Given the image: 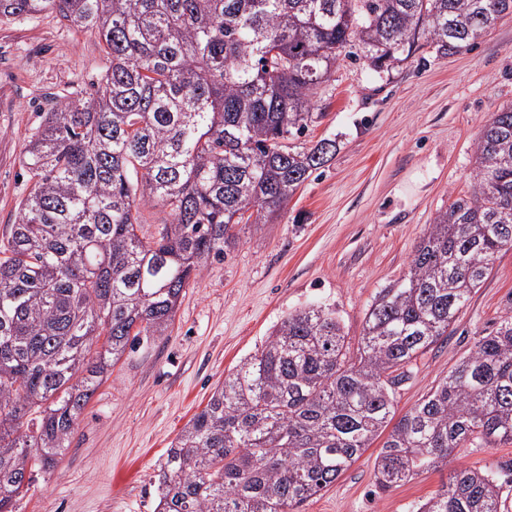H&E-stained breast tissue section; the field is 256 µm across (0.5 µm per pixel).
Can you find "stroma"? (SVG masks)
Here are the masks:
<instances>
[{
    "label": "stroma",
    "mask_w": 512,
    "mask_h": 512,
    "mask_svg": "<svg viewBox=\"0 0 512 512\" xmlns=\"http://www.w3.org/2000/svg\"><path fill=\"white\" fill-rule=\"evenodd\" d=\"M98 37L44 13L0 20V232L31 189L21 157L42 114L100 83ZM512 106V16L445 56L419 52L379 74L346 47L312 99L296 150L336 153L277 220L240 224L226 258L192 279L164 335L126 350L79 416L55 468L37 471L16 512H154L158 464L185 424L276 325L312 304L335 309L357 341L375 294L407 272L438 212L467 193L474 145L492 112ZM512 309V249L497 254L448 340L418 357L396 393L404 413ZM372 444L305 512H413L449 468L512 462V444L460 448L448 466L379 490Z\"/></svg>",
    "instance_id": "stroma-1"
}]
</instances>
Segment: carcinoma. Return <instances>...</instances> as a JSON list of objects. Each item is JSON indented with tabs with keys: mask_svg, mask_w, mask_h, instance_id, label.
<instances>
[{
	"mask_svg": "<svg viewBox=\"0 0 512 512\" xmlns=\"http://www.w3.org/2000/svg\"><path fill=\"white\" fill-rule=\"evenodd\" d=\"M43 12L97 33L109 65L44 113L21 159L33 186L0 241V512L54 466L127 347L163 335L235 226L275 216L336 153L285 141L342 51L358 41L377 73L446 55L512 0H0V19ZM143 202L168 210L150 241ZM511 248L512 107L483 125L471 191L377 292L356 351L335 310L288 314L166 450L156 512H304L380 437V489L458 448L512 444L511 310L414 408L394 406ZM509 480L512 462L455 469L416 512H503Z\"/></svg>",
	"mask_w": 512,
	"mask_h": 512,
	"instance_id": "carcinoma-1",
	"label": "carcinoma"
}]
</instances>
